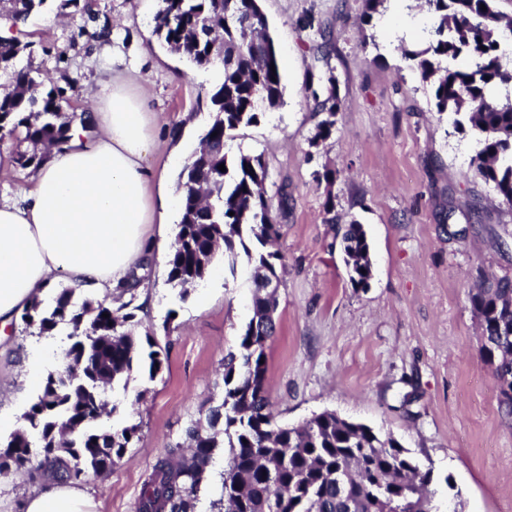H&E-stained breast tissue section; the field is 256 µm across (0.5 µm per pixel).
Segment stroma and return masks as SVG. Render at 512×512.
Listing matches in <instances>:
<instances>
[{
    "label": "stroma",
    "instance_id": "obj_1",
    "mask_svg": "<svg viewBox=\"0 0 512 512\" xmlns=\"http://www.w3.org/2000/svg\"><path fill=\"white\" fill-rule=\"evenodd\" d=\"M112 19L102 45L76 37L81 14L48 9L25 29L31 64L45 86L61 73L79 80L74 97L112 72L130 70L149 92L157 139L145 164L166 174L155 185L176 237L177 178L213 121L221 86L161 45L153 33L159 0H96ZM283 74V102L226 140L229 154L262 155L277 215L274 249L286 271L277 293L276 335L266 355L269 400L278 423L298 425L325 410L396 438L432 470L433 512H512V414L482 354L478 286L512 280V208L477 173L478 136L437 112L429 83L407 49L434 40L424 0H390L372 16L364 0H259ZM375 38L360 44L359 30ZM334 48L319 50L321 32ZM335 83L333 133L312 145L324 115L305 104L307 86ZM333 179H325V172ZM362 224L369 242L368 288L352 287L341 230ZM138 292L139 333L168 347L155 379L134 375L115 387V422L140 426L139 439L108 474L83 478L95 512H137L145 473L183 441L202 405L223 398L221 361L237 352L253 315L246 259L217 258L186 300L152 260ZM67 326L40 336L14 320L0 344V437L22 424L49 370L68 345Z\"/></svg>",
    "mask_w": 512,
    "mask_h": 512
}]
</instances>
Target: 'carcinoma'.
<instances>
[{
	"mask_svg": "<svg viewBox=\"0 0 512 512\" xmlns=\"http://www.w3.org/2000/svg\"><path fill=\"white\" fill-rule=\"evenodd\" d=\"M47 0H7L4 16L19 27ZM497 0H425L436 17V39L412 51L424 81L434 88L437 112L462 116L478 136L472 159L501 201L512 206V95L497 99L490 88L512 82L500 62L495 32L512 29ZM80 34L105 39L112 21L103 11L83 6ZM154 33L169 50L189 62L218 64L224 81L211 97L214 118L180 172L179 231L167 259L168 282L184 301L208 273L217 252L230 262L244 255L254 266V286L281 279L283 256L266 250L279 236L272 202L263 189L266 166L260 154L228 157L230 132L249 126L283 98L282 76L273 40L256 0H161ZM31 44L13 36L0 39V73L11 72L13 89L0 93V142H13L16 167L34 173L46 161L41 145L69 142L75 118L63 121L67 92L78 79L65 77L38 94L31 68H16ZM305 99L327 113L311 144L328 139L338 110L336 90L320 99L308 89ZM224 165L225 170L218 169ZM351 283L368 285L369 246L362 225L348 224L341 236ZM64 289L49 305L36 300L22 321L50 336L70 327L71 343L59 369L47 373L40 394L24 413L25 428L0 440V474L15 468L30 477L61 481L102 476L120 462L138 438L139 424L116 429L99 424L116 405L108 390L128 385L133 373L154 379L166 367L165 350L136 332L133 301L117 308L103 302L73 301ZM471 300L482 317L483 356L498 382L506 409L512 408V281L475 289ZM276 298L256 290L253 316L243 329L239 355L222 362L224 396L190 422L189 449L177 445L156 460L145 475L138 512H197L200 486L215 449L228 444L224 469V508L218 512H432L431 471H423L396 439L382 437L361 423H346L325 411L299 427L278 426L269 409L267 365L260 363L275 333ZM109 317H103V314ZM41 451L31 450L30 434Z\"/></svg>",
	"mask_w": 512,
	"mask_h": 512,
	"instance_id": "carcinoma-1",
	"label": "carcinoma"
}]
</instances>
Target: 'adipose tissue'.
<instances>
[{
  "label": "adipose tissue",
  "mask_w": 512,
  "mask_h": 512,
  "mask_svg": "<svg viewBox=\"0 0 512 512\" xmlns=\"http://www.w3.org/2000/svg\"><path fill=\"white\" fill-rule=\"evenodd\" d=\"M146 98L132 75L113 76L91 95L95 134L83 138L73 124L68 147L0 199V337L58 276L114 302L142 274L156 243V175L144 164L156 122ZM23 512H94V503L78 485L39 481Z\"/></svg>",
  "instance_id": "obj_1"
}]
</instances>
